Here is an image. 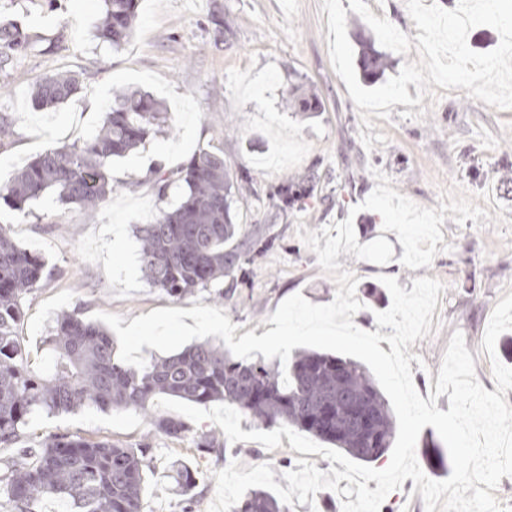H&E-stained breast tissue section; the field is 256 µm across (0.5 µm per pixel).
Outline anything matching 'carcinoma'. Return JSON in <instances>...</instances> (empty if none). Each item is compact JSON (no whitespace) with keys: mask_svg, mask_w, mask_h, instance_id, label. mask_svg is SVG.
<instances>
[{"mask_svg":"<svg viewBox=\"0 0 512 512\" xmlns=\"http://www.w3.org/2000/svg\"><path fill=\"white\" fill-rule=\"evenodd\" d=\"M137 9L138 0H102L96 39L121 47L133 33ZM34 44L22 28L1 25L0 70ZM363 59L367 71L384 69L383 56L370 45ZM80 86V76L74 72L48 75L33 87L32 101L42 109L55 108ZM286 100L301 112L317 108L311 98L297 95L294 89ZM164 123L165 109L152 94L115 88L92 141L40 153L0 184V198L22 212L53 190L65 204L94 209L117 188L112 161L128 156ZM153 176L159 194L177 183L182 195L175 208L137 228L140 258L151 287L176 298L216 288L224 278L243 270V264L275 247L273 235L238 240L232 201L237 194L253 192V178L246 171L231 176L220 153L201 148L186 165L171 171L158 167ZM314 180L311 173L279 184L271 195L275 218L307 199ZM48 276L45 261L21 247L0 225V446L23 442L35 414L85 406L140 410L149 415L154 432L179 439L188 431L184 422L149 413L151 400L167 395L205 406L222 401L265 427L281 423L297 427L364 464L379 461L392 447L393 410L369 371L326 352L302 351L282 369L261 357L236 359L206 340L137 368L119 361L112 337L73 309L57 317L46 341L43 369L35 371L15 326L24 316L25 297ZM285 374L288 385L283 383ZM151 452L145 441L132 447L56 433L35 446L18 448L17 458L4 463L0 498L12 512H39L43 499L63 502L70 512H144ZM179 477L188 496L184 512H192L189 502L196 477L184 465ZM232 512L284 510L271 492L251 490Z\"/></svg>","mask_w":512,"mask_h":512,"instance_id":"carcinoma-1","label":"carcinoma"}]
</instances>
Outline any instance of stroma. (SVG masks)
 <instances>
[{"mask_svg":"<svg viewBox=\"0 0 512 512\" xmlns=\"http://www.w3.org/2000/svg\"><path fill=\"white\" fill-rule=\"evenodd\" d=\"M323 0H140L132 37L119 49L94 36L100 0H0V23L21 25L34 47L8 71L0 72L5 94L0 108L14 118V134L0 142V182L42 151L82 144L95 137L116 87L150 92L167 108L169 128L151 135L133 154L112 164L121 189L99 208L86 211L44 193L25 212L0 208V224L17 243L41 255L51 275L27 295L19 339L32 367L43 358V341L56 314L74 307L86 318L113 313L125 321L156 309L197 305L222 309L240 333L263 335L267 319L288 297L302 294L314 304L333 301L337 285L298 235L352 220L359 243L383 236L393 245L392 261L378 265L340 253L337 261L358 280L362 304L356 326L377 331L375 314L391 296L383 277L411 289L413 279L439 280L444 289L432 315L430 334L408 348L421 397L436 386L443 355L461 332L475 362L478 381L492 392L493 361L512 363L503 346L487 355L481 343L495 305L512 293V109H499L468 96L466 89L436 88L421 104L391 106L389 119L364 126L345 82L329 56L328 14ZM348 26H361L387 67L374 79L381 86L404 64L419 58L418 30L405 0H341ZM221 11L232 22L224 41L214 42L210 17ZM58 71L80 73L81 91L56 110L36 109L34 85ZM313 93L315 112L283 105L288 89ZM223 152L231 173L251 172L256 192L234 198L232 210L242 233L257 230L279 237L276 249L250 265L246 282L225 279L223 293L208 289L177 299L150 287L141 271L136 228L173 206L176 189L159 197L152 175L157 166L173 170L200 148ZM416 204L436 208L443 194L460 191L486 209L483 227L473 220L446 219L440 230L448 248L429 266L404 267L396 232L384 231L381 216L360 204L375 189L376 173ZM315 174L311 198L278 223L267 221L269 195L282 181ZM210 421L189 426L179 439L149 435L142 412L103 411L88 406L70 413L35 415L26 439L36 442L68 432L123 445L149 441L152 471L145 512H182L185 503L168 476L173 462L198 472L193 512H208L216 492L215 471L226 461L241 468L270 464L277 484L298 459L329 471L322 454H300L289 440L267 450L257 442L226 446L225 460L201 452L194 435L217 432Z\"/></svg>","mask_w":512,"mask_h":512,"instance_id":"obj_1","label":"stroma"}]
</instances>
